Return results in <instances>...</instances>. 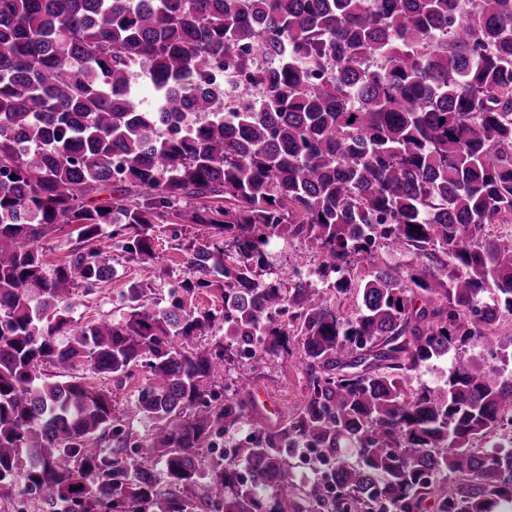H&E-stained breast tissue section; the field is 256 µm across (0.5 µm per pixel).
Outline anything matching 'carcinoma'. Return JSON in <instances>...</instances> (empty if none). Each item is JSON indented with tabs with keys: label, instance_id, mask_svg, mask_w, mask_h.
<instances>
[{
	"label": "carcinoma",
	"instance_id": "cac0c4a2",
	"mask_svg": "<svg viewBox=\"0 0 512 512\" xmlns=\"http://www.w3.org/2000/svg\"><path fill=\"white\" fill-rule=\"evenodd\" d=\"M183 222L212 238L187 247L183 294L224 309L131 288L110 322L71 316L112 277L107 226L152 259L155 225ZM72 224L81 246L47 267L40 242ZM495 224H512V0H0L3 497L24 452L23 494L62 512H512V375L464 356L512 315ZM272 237L308 243L339 293L379 238L416 265L360 278L344 319L308 276L261 278ZM288 302L307 391L215 456L248 411L217 382L244 351L289 353ZM219 323L234 344L202 342ZM446 359L442 384L408 389ZM138 364L120 413L105 381ZM132 417L150 429L126 458ZM311 450L329 481L297 480ZM133 373L134 375L130 379L125 380L123 386L120 388H117L112 381H106L108 386L111 385L112 389L116 391L114 397L116 406L123 411H126L131 406L139 390L148 382L149 374L146 368L140 366L135 367Z\"/></svg>",
	"mask_w": 512,
	"mask_h": 512
}]
</instances>
